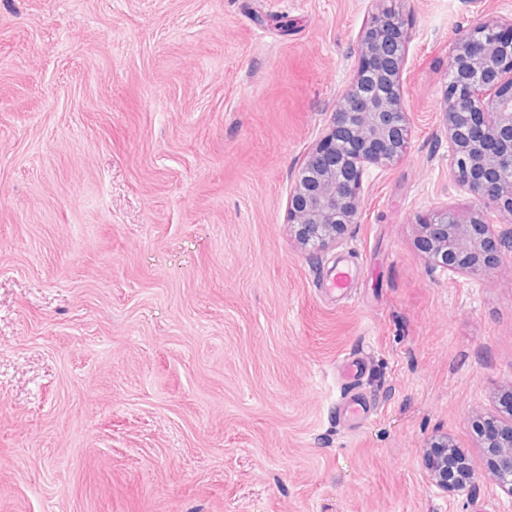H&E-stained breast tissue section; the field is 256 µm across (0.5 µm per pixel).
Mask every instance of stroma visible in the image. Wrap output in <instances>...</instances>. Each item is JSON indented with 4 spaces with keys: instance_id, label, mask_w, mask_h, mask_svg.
I'll return each mask as SVG.
<instances>
[{
    "instance_id": "1",
    "label": "stroma",
    "mask_w": 512,
    "mask_h": 512,
    "mask_svg": "<svg viewBox=\"0 0 512 512\" xmlns=\"http://www.w3.org/2000/svg\"><path fill=\"white\" fill-rule=\"evenodd\" d=\"M396 6L411 148L312 253L292 175L376 0H0V512H512L475 421L512 385V261L448 276L416 244L471 205L449 45L512 0ZM438 431L474 491L430 483Z\"/></svg>"
}]
</instances>
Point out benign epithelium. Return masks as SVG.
<instances>
[{
  "label": "benign epithelium",
  "mask_w": 512,
  "mask_h": 512,
  "mask_svg": "<svg viewBox=\"0 0 512 512\" xmlns=\"http://www.w3.org/2000/svg\"><path fill=\"white\" fill-rule=\"evenodd\" d=\"M393 2L380 0L361 36L356 73L331 112L329 132L293 178L289 223L299 245L313 253L337 246L358 223L366 170L388 167L410 147L401 85L410 36ZM449 57V174L472 205L463 213L437 210L422 225L419 246L435 270L481 275L512 259V227L498 230L489 220L493 210L512 214V16L471 25L453 39ZM428 448L424 465L433 485L475 488L478 473L448 435L435 437ZM482 448L493 476L512 495V420L485 427Z\"/></svg>",
  "instance_id": "obj_1"
}]
</instances>
